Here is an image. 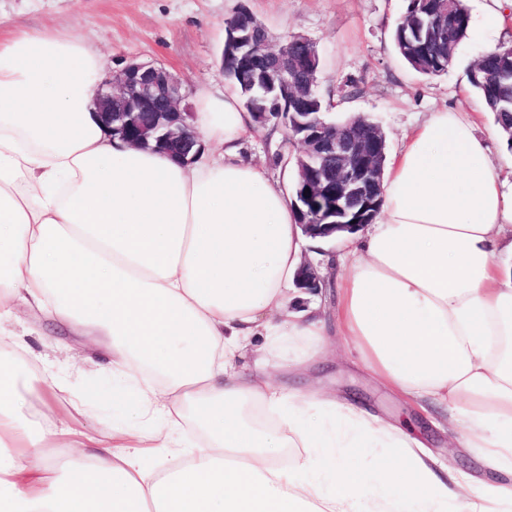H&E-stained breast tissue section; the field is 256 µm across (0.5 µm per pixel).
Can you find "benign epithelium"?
Masks as SVG:
<instances>
[{
    "label": "benign epithelium",
    "instance_id": "1",
    "mask_svg": "<svg viewBox=\"0 0 512 512\" xmlns=\"http://www.w3.org/2000/svg\"><path fill=\"white\" fill-rule=\"evenodd\" d=\"M297 40L309 45L303 63L288 57L282 46L270 48L265 28L246 9L238 11L224 27V49L241 57L260 59L267 73L277 79L279 92L294 104L303 94V75L320 65L315 43L304 36ZM185 98L182 82L154 61L129 62L117 78H106L98 90L101 119L114 132L140 146L154 141L163 145L166 152L188 161L196 155L198 141L186 124ZM253 118L261 128L274 118L285 122L286 136L300 146L299 153L326 162L321 176L312 179L307 178L304 169H298V177L307 181L309 202L316 208L314 222L302 225L307 235L329 238L365 227L363 223L336 224L327 218L330 213L345 214L368 199L375 163L382 151L378 137L372 134L359 139L346 130L324 136L319 127L323 120L314 114L310 120L314 125L312 135L297 139L287 125L286 112H255ZM296 286L309 290L320 287V277L311 265L300 268Z\"/></svg>",
    "mask_w": 512,
    "mask_h": 512
}]
</instances>
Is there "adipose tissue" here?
Returning <instances> with one entry per match:
<instances>
[{
    "label": "adipose tissue",
    "mask_w": 512,
    "mask_h": 512,
    "mask_svg": "<svg viewBox=\"0 0 512 512\" xmlns=\"http://www.w3.org/2000/svg\"><path fill=\"white\" fill-rule=\"evenodd\" d=\"M98 49L0 26V319L15 304L55 317L141 390L140 423L112 440L52 433L24 414L47 378L0 354V512H498L512 483H447V466L386 418L271 379L307 377L330 329L375 381L439 429L461 428L512 476V272L494 260L512 226V181L476 117H428L387 160L372 224L340 234L348 270L336 319L297 288L315 245L263 165L238 96L198 91L202 147L181 163L100 121ZM193 419L200 442L182 432ZM61 441L78 458L64 471ZM395 448L382 483L350 473L348 448ZM153 466H146V459Z\"/></svg>",
    "instance_id": "obj_1"
}]
</instances>
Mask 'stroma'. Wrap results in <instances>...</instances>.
I'll list each match as a JSON object with an SVG mask.
<instances>
[{"label": "stroma", "instance_id": "1", "mask_svg": "<svg viewBox=\"0 0 512 512\" xmlns=\"http://www.w3.org/2000/svg\"><path fill=\"white\" fill-rule=\"evenodd\" d=\"M465 3L471 17L468 34L447 70L434 78L416 73L396 51L393 30L404 0H0V22L78 36L98 47L106 68L115 73L132 60L162 63L182 80L191 100L199 85H224L219 73L224 22L245 7L266 28L271 43L291 35L316 42L321 58L317 89L331 104V118L369 116L386 132L392 154L401 146L402 133L422 123L427 113L443 108L465 115L476 112L478 133L507 176L512 174V152L471 89L468 72L490 43H512V25L485 29L479 18L487 0ZM298 152L284 127L271 126L245 138L242 156L263 164L289 192L294 169L282 159ZM5 329L19 335L32 351L24 371L47 374L53 383L50 405L29 404L28 418L48 428L81 426L105 441L113 423L134 418L136 390L116 395L101 357L75 344L55 321L22 306ZM330 341L334 353L310 371L311 385L341 398H358L371 412L424 441L436 460H449L455 471L474 481L492 478L472 449L449 447L447 434L435 429L424 412L375 382L341 336H331Z\"/></svg>", "mask_w": 512, "mask_h": 512}]
</instances>
